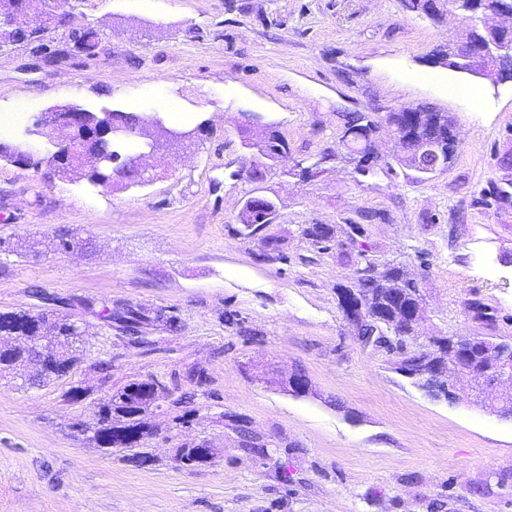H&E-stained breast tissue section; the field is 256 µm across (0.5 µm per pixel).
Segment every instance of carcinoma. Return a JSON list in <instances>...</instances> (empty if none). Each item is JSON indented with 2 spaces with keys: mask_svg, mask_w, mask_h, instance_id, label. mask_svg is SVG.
Returning a JSON list of instances; mask_svg holds the SVG:
<instances>
[{
  "mask_svg": "<svg viewBox=\"0 0 512 512\" xmlns=\"http://www.w3.org/2000/svg\"><path fill=\"white\" fill-rule=\"evenodd\" d=\"M80 2L82 0H69L68 19L60 25L65 50L57 58L59 63L77 57L90 59L96 55L99 45L97 29L89 25L73 29L69 25V18L73 17L74 10ZM19 43L34 44L40 53L49 56L54 52V47L43 42V34L34 32L19 42L15 40L10 25L0 22V47ZM385 120L396 122L399 133L407 139L408 151L398 158V163L418 170L422 177L428 179L432 174L417 169L414 163V148L420 139L426 138L435 144L445 165L455 156L453 120L448 113L434 112L428 107L421 106L410 117L390 112ZM371 129H379L376 118L369 112H354L348 117L341 142L347 145L351 152L367 161L374 155L373 139L369 137ZM242 135L244 144L256 149L264 160L278 158L288 147L286 139L273 127L267 126L256 132L245 127ZM88 153L90 157L79 170L91 180L106 188L118 183H135L132 176L127 174L126 165L114 166L113 161L121 158L114 143L99 139ZM262 205L266 207L264 212L250 207V201H245L238 216L240 233L254 236L277 223V218L280 217L277 201L267 195ZM301 234L312 246L323 252L331 250L335 241L334 229L327 224H307L302 227ZM358 257L355 283L340 288V292L360 302L369 314H389L394 319V327L387 328V331L400 337L403 343L418 344L420 351L409 360L395 363V370L411 379L412 383L428 396L434 399H448L445 382L434 375L438 367L445 376L455 365L462 369L477 371L488 361L485 351L489 349L499 351L505 359L512 362V344L492 338L485 339L480 346L469 350L466 355L452 356L444 351L433 358V361H427L426 353L422 351L426 343H417V332L411 323V315L418 309L419 296L414 280L409 277L405 267L398 263L380 262L368 257L363 251L359 252ZM84 306L95 312L106 324H117L124 333L135 337L136 342L147 346L150 342L141 336L145 325L156 321L163 322L170 328L174 327L173 317L160 312L152 319L138 306L125 305L116 309L104 306L97 310L91 301L85 302ZM16 330L41 337L45 339V344L40 349L15 344L9 336ZM83 343L80 327L76 326L75 321L68 315L54 308L37 313L26 310L0 311V377L25 363L34 364L35 370L21 383L24 388L40 387L49 376L70 377L82 362ZM160 385L162 382L153 377L133 381L112 392L96 405L93 422L78 420L71 424V428L79 435H87V440L105 454H114L118 448L136 446L140 448L142 459L147 461L152 454L143 450V445L144 437L151 434V429L145 421V416L155 407V387Z\"/></svg>",
  "mask_w": 512,
  "mask_h": 512,
  "instance_id": "carcinoma-1",
  "label": "carcinoma"
}]
</instances>
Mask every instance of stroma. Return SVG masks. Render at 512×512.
Instances as JSON below:
<instances>
[{"label":"stroma","mask_w":512,"mask_h":512,"mask_svg":"<svg viewBox=\"0 0 512 512\" xmlns=\"http://www.w3.org/2000/svg\"><path fill=\"white\" fill-rule=\"evenodd\" d=\"M74 23L98 30L95 57L50 67L23 45L0 51V114L23 115L1 140L50 155L30 128L66 103L168 126L184 112L198 136L177 158L156 147L142 183L109 190L0 162V310L41 309L44 292L69 299L84 331L74 376L28 390L0 377V512H512V419L425 396L395 354L356 340L337 298L363 249L416 279L420 336L512 342V81L473 79L477 111L453 92L463 74L431 62L468 21L437 23L404 0H81ZM417 105L454 121L447 169L420 179L387 129L360 169L341 144L347 115ZM256 123L288 141L259 184L241 134ZM257 189L278 203L266 234L283 260H262V238L238 232ZM307 224L333 227L338 247L318 252ZM59 228L87 249H56ZM21 237L41 240L39 255L18 254ZM86 299L161 311L178 329L147 326L141 347ZM232 313L248 335L227 324ZM296 368L303 395L283 386ZM148 377L197 409L182 427L169 403L148 415L153 466L70 430ZM74 385L77 404L64 397ZM246 434L268 456L244 448ZM193 440L216 456L179 469L172 454Z\"/></svg>","instance_id":"obj_1"}]
</instances>
